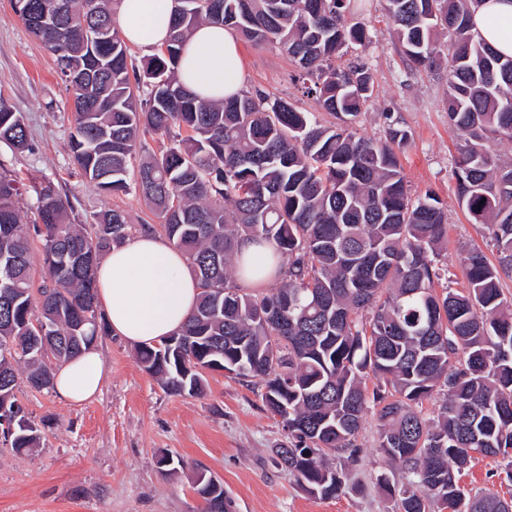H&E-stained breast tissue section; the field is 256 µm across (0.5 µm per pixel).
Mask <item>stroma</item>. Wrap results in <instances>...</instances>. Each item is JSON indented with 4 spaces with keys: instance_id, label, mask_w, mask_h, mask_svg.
I'll return each mask as SVG.
<instances>
[{
    "instance_id": "1",
    "label": "stroma",
    "mask_w": 512,
    "mask_h": 512,
    "mask_svg": "<svg viewBox=\"0 0 512 512\" xmlns=\"http://www.w3.org/2000/svg\"><path fill=\"white\" fill-rule=\"evenodd\" d=\"M383 6V0H359L345 14L347 24L360 25L369 35L354 53L375 84L354 127L381 139L393 119L409 131L400 164L412 194L432 192L447 208L442 260L461 288L460 258L466 249L485 247L488 234L457 197L452 170L460 133L448 123L446 76L441 70H410L386 30ZM239 47L244 90H264L330 122L316 99L295 85L296 68L285 52L245 41ZM0 93L22 113L34 145L33 151L14 152L0 144V162L9 170L24 181L52 180L82 218L119 208L132 226L156 224L140 194L102 193L75 168L68 148L72 97L52 55L26 29L11 0H0ZM95 347L106 372L95 399L74 406L54 392L20 386L17 397L41 439L21 455L0 445V512H202L193 488L201 472L223 482L233 512H396V501L379 490L377 479L385 474L402 483L406 475L381 454L375 413L363 419L357 457L336 459L350 473L348 486L335 497L320 498L274 466L270 450L287 442L288 433L266 408L259 379L212 372L203 396L172 395L137 363L135 345L105 332ZM164 454L181 458L184 473L165 474L158 464ZM459 481L474 493L512 498V482L499 458L476 457Z\"/></svg>"
}]
</instances>
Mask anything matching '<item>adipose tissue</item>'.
<instances>
[{
    "label": "adipose tissue",
    "mask_w": 512,
    "mask_h": 512,
    "mask_svg": "<svg viewBox=\"0 0 512 512\" xmlns=\"http://www.w3.org/2000/svg\"><path fill=\"white\" fill-rule=\"evenodd\" d=\"M173 0H118L116 24L135 46H163ZM472 23L495 52L512 56V0H480ZM182 84L206 100L240 93L244 62L235 32L204 24L187 38L178 68ZM98 301L109 329L135 344H154L175 333L193 310L199 283L181 251L162 237L143 233L114 248L97 270ZM105 379L99 351L90 349L57 366L54 392L70 404L98 395Z\"/></svg>",
    "instance_id": "1"
}]
</instances>
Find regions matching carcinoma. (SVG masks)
I'll list each match as a JSON object with an SVG mask.
<instances>
[{
    "instance_id": "1",
    "label": "carcinoma",
    "mask_w": 512,
    "mask_h": 512,
    "mask_svg": "<svg viewBox=\"0 0 512 512\" xmlns=\"http://www.w3.org/2000/svg\"><path fill=\"white\" fill-rule=\"evenodd\" d=\"M20 18L49 51L73 96L68 147L80 173L106 194L134 189L159 230L186 256L201 293L171 337L137 350L144 371L174 395L200 396L206 373L226 369L264 382L268 410L288 432L272 449L310 494L331 498L349 472L328 457L358 451L363 415L379 422V449L408 482L382 474L398 512H512V500L471 495L456 469L473 455L502 457L512 477V164L487 141L512 142V57L482 43L471 25L478 0H386L388 31L417 69L445 65L448 119L461 133L453 169L458 200L483 224L498 263L479 249L461 259L467 288L452 287L441 252L448 217L431 192L411 195L398 150L352 130L373 95L367 65L348 53L365 38L344 23L351 0H175L167 44L137 65L114 19V0H27ZM202 23L272 45L294 61L303 93L336 122L261 90L205 102L177 77L180 51ZM111 41L98 46L97 26ZM453 38L438 46V27ZM157 136L151 150L141 136ZM0 143L34 151L22 114L0 95ZM144 154L135 186L128 162ZM32 194L26 219L23 192ZM119 209L86 223L51 181L28 188L0 162V434L16 453L36 447L37 425L16 397L18 372L50 390L52 365L93 346L107 323L96 269L129 238ZM42 243L46 277L34 286L31 250ZM269 245L280 286L241 288L244 241ZM445 283L442 292L434 285ZM380 384L367 392L365 378ZM443 396L437 416L419 405ZM204 512H228L220 480H195Z\"/></svg>"
}]
</instances>
